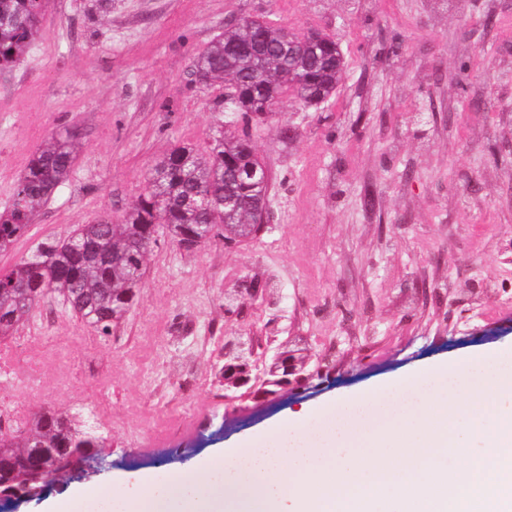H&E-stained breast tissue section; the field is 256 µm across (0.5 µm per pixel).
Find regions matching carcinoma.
<instances>
[{
	"mask_svg": "<svg viewBox=\"0 0 512 512\" xmlns=\"http://www.w3.org/2000/svg\"><path fill=\"white\" fill-rule=\"evenodd\" d=\"M47 0H0V67L20 61L32 45ZM282 28L247 19L227 28L192 61V75L202 86L224 84V122L237 125L240 137L213 139L209 151L190 144L170 148L154 165L146 186L122 217L95 218L71 236L48 239L37 251L0 269V337L8 335L35 311L48 292L60 293L84 324L106 332L132 306L146 271L150 248L139 251L130 240L165 231L171 236L198 231L200 224H251L262 227L270 180L266 163L251 144L250 127L273 112L289 93L309 106L336 92L347 62L340 45L307 43L283 55ZM262 40V57L249 53ZM74 163L71 144L51 139L30 159L12 201L0 213V251L25 237L38 208L44 206L69 175ZM54 255L41 265L38 252ZM22 434L0 430V480L41 487L44 479L71 477L68 457L85 464L103 458L98 431L51 412L20 423Z\"/></svg>",
	"mask_w": 512,
	"mask_h": 512,
	"instance_id": "carcinoma-1",
	"label": "carcinoma"
}]
</instances>
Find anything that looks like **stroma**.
Returning <instances> with one entry per match:
<instances>
[{
	"mask_svg": "<svg viewBox=\"0 0 512 512\" xmlns=\"http://www.w3.org/2000/svg\"><path fill=\"white\" fill-rule=\"evenodd\" d=\"M245 18L320 29L349 64L328 102L283 99L252 131L268 229L195 251L160 234L109 333L50 293L0 339V408L95 423L108 464L94 484L162 482L296 411L512 346V0H48L28 55L0 68V211L45 139L80 146L0 267L120 219L172 145L210 144L224 91L193 84L191 62ZM255 279L266 301L227 313ZM248 333L291 341L322 373L225 402L224 343Z\"/></svg>",
	"mask_w": 512,
	"mask_h": 512,
	"instance_id": "35a3bbf8",
	"label": "stroma"
}]
</instances>
